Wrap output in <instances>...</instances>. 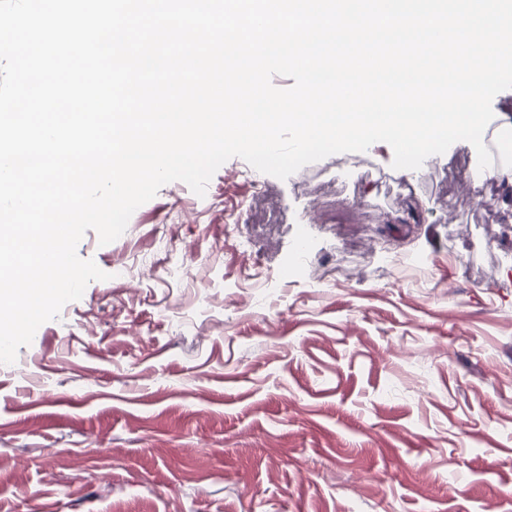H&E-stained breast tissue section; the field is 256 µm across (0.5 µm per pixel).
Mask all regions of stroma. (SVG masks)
Listing matches in <instances>:
<instances>
[{
  "label": "stroma",
  "instance_id": "1",
  "mask_svg": "<svg viewBox=\"0 0 512 512\" xmlns=\"http://www.w3.org/2000/svg\"><path fill=\"white\" fill-rule=\"evenodd\" d=\"M392 161L234 157L86 231L135 274L0 364V512H512V211L472 145Z\"/></svg>",
  "mask_w": 512,
  "mask_h": 512
}]
</instances>
